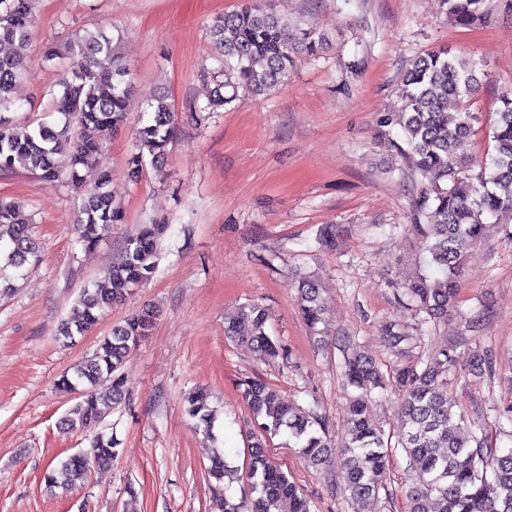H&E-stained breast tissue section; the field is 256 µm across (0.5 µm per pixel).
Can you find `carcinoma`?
<instances>
[{"label":"carcinoma","instance_id":"1","mask_svg":"<svg viewBox=\"0 0 512 512\" xmlns=\"http://www.w3.org/2000/svg\"><path fill=\"white\" fill-rule=\"evenodd\" d=\"M460 26L485 17L489 0H443ZM33 0H0V45L11 51L0 54V172L22 160L41 180L83 183L81 170L99 166L98 132L116 128L128 115V68L105 30L72 31L68 39L71 65L60 94L52 95L51 114L58 122L43 120L37 126L19 127L11 113L20 105L13 98L16 84L28 71ZM210 33L224 67L235 72L238 86L262 95L276 86L302 54L322 48L323 37L300 27L288 17L261 5L250 4L216 18ZM477 63L440 47L411 60L401 80V106L387 112L381 124L398 128L393 147L427 185L420 191L412 223L404 230L414 235L426 253L428 271L401 284L403 295L420 314V321L438 326L448 323V312L457 308L460 279L470 251L480 244L489 228L487 220L512 217V94L501 97L492 124L494 154L489 165L471 169L474 113L464 99L477 86ZM174 128L173 113L162 99L153 106L146 124L138 131L126 166L129 177L139 178L147 165L164 161ZM112 172L102 169L93 185L80 195L75 230L86 249L94 248L112 225L125 219L112 199ZM8 228L9 245L3 268H20L38 258L39 247L31 232L30 218L19 204L0 198V228ZM167 225L152 222L140 226L126 240L119 260L108 273V286L85 288L61 335L71 339L90 331L101 312L146 283L154 274L159 241ZM295 288L303 319L318 342L325 338L328 317L317 278L299 275ZM158 310L142 307L112 329L93 354L64 374L60 391L78 395V402L62 420L73 429L94 432L91 457L69 456L46 471L45 484L65 493L85 481L90 464L108 466L119 456L120 442L99 430L107 410L121 404L128 391L122 369L134 341L149 336ZM224 335L248 345L260 360L279 354L267 331V314L256 304H245L224 316ZM425 367L406 366L391 378L354 345L342 350L341 370L347 385L358 394L349 402L341 438L330 435L325 417L313 410L283 403L274 387L261 379L244 382L258 432L252 434L248 478L258 496L248 499L229 494L224 478L233 473L224 452L210 458L208 478L224 488V512H309L296 485L265 454L266 438L280 434L294 440L314 467L336 463L343 491L358 512H376L379 491L388 466V448L406 454L414 482L406 491L408 512H512V450L498 453L480 421L448 407L444 390L455 376L454 358L448 350L429 352ZM470 373L494 378L496 371L485 355L473 356ZM112 382L107 395L96 392L103 379ZM390 390L397 396L401 426L395 442L375 423L367 402L371 393ZM186 411L197 426L210 432L214 414L209 394L199 389L186 399Z\"/></svg>","mask_w":512,"mask_h":512}]
</instances>
